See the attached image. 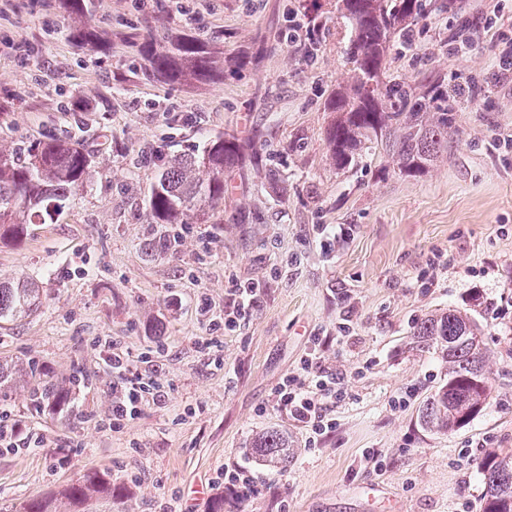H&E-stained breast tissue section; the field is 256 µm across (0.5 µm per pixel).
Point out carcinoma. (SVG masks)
<instances>
[{
    "mask_svg": "<svg viewBox=\"0 0 512 512\" xmlns=\"http://www.w3.org/2000/svg\"><path fill=\"white\" fill-rule=\"evenodd\" d=\"M336 11L347 28L344 60L351 81L326 100L334 113L327 142L336 168L352 170L359 159L382 149L402 176L425 173L448 151L454 102L438 82L414 86L385 85L379 76L386 67L395 40L411 41L425 16L423 0H337ZM70 38L90 49L99 47L97 32L88 24L74 26ZM145 73L171 82L211 80L224 74V52L189 33L168 37L167 44L146 41L140 46ZM258 161L253 143L226 132L209 141L202 156L175 155L166 161L147 196L144 217L148 224H183L206 210L224 205V177L244 172L247 162ZM90 153L77 142L50 138L31 149H0V241H16L32 224H56L66 213L71 197L93 176ZM175 238L164 230L153 237L151 251L166 253ZM43 289L29 277L0 281V323L33 315ZM478 328L471 315L448 309L430 315L413 328L416 347L435 350L448 363V379L419 408L420 426L434 434H450L486 408L491 385L486 371L488 350L474 345ZM35 379L31 397L60 412L68 390L56 384L35 364L0 363V388L17 377ZM251 448L259 461L286 471L294 464L288 436L268 429L255 436ZM484 492L480 512H512V457L496 450L479 463ZM110 490L104 473L90 468L61 492L60 498L27 501L23 512H57L58 500L87 502Z\"/></svg>",
    "mask_w": 512,
    "mask_h": 512,
    "instance_id": "1",
    "label": "carcinoma"
}]
</instances>
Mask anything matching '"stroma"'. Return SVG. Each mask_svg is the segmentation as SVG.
<instances>
[{
  "mask_svg": "<svg viewBox=\"0 0 512 512\" xmlns=\"http://www.w3.org/2000/svg\"><path fill=\"white\" fill-rule=\"evenodd\" d=\"M87 8L104 50L69 38L61 0H13L0 16V147L68 136L96 165L61 223L0 243V280L31 277L44 290L33 316L0 329V359L47 368L74 403L58 414L24 383L0 390V410L37 438L0 451V512L89 468L108 474L112 494L78 512H213L219 499L223 512H478L479 461L512 453V82L498 66L512 0H453L428 13L413 47L391 48L388 77L486 88L457 97L448 153L419 178L383 174V155L347 172L330 160L324 103L348 73L336 0ZM314 21L321 49L310 57L300 34ZM165 29L228 58L263 57L205 85L144 77L136 44ZM227 132L253 141L262 163L225 181L206 223L172 225V251L150 255L142 210L161 157L201 153ZM248 286L256 306L226 323ZM448 307L470 310L482 330L492 397L463 429L434 435L417 411L447 367L411 333ZM113 352L167 391L120 426L104 362ZM312 352L341 392L333 429L313 446L272 400ZM78 371L92 384H72ZM272 427L295 451L285 472L251 448ZM240 465L259 475L244 500L224 487L225 468Z\"/></svg>",
  "mask_w": 512,
  "mask_h": 512,
  "instance_id": "35a3bbf8",
  "label": "stroma"
}]
</instances>
